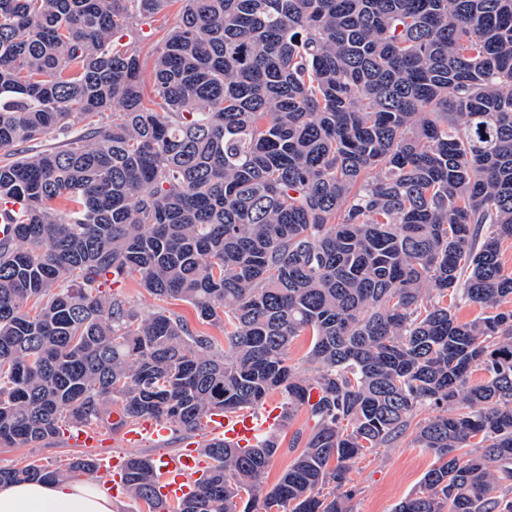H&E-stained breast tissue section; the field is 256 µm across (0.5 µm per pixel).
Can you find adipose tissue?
I'll return each mask as SVG.
<instances>
[{
  "instance_id": "1",
  "label": "adipose tissue",
  "mask_w": 512,
  "mask_h": 512,
  "mask_svg": "<svg viewBox=\"0 0 512 512\" xmlns=\"http://www.w3.org/2000/svg\"><path fill=\"white\" fill-rule=\"evenodd\" d=\"M107 491L82 479L0 485V512H114Z\"/></svg>"
}]
</instances>
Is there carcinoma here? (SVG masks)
<instances>
[{
    "instance_id": "1",
    "label": "carcinoma",
    "mask_w": 512,
    "mask_h": 512,
    "mask_svg": "<svg viewBox=\"0 0 512 512\" xmlns=\"http://www.w3.org/2000/svg\"><path fill=\"white\" fill-rule=\"evenodd\" d=\"M170 2L0 0V207L23 216L0 240V447L114 406L191 433L277 392L314 426L273 486L275 434L206 443L176 507L131 456L126 493L351 512V463L430 408L412 442L436 465L395 512H512V0H183L148 88L114 38ZM111 276L193 305L224 345L102 300ZM450 295L486 314L459 321ZM306 334L310 381L288 358ZM96 470L0 466V484Z\"/></svg>"
}]
</instances>
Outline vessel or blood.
Returning a JSON list of instances; mask_svg holds the SVG:
<instances>
[{
  "instance_id": "obj_1",
  "label": "vessel or blood",
  "mask_w": 512,
  "mask_h": 512,
  "mask_svg": "<svg viewBox=\"0 0 512 512\" xmlns=\"http://www.w3.org/2000/svg\"><path fill=\"white\" fill-rule=\"evenodd\" d=\"M281 423V410L277 402L266 404L259 412L243 410L233 414H213L208 423L212 433L225 443L237 448H247L260 438L276 432ZM170 428L165 421L148 418L128 425L124 439L138 443L145 439L167 437ZM195 450H187L160 458L156 464L160 492L170 504H178L194 490L198 463Z\"/></svg>"
}]
</instances>
